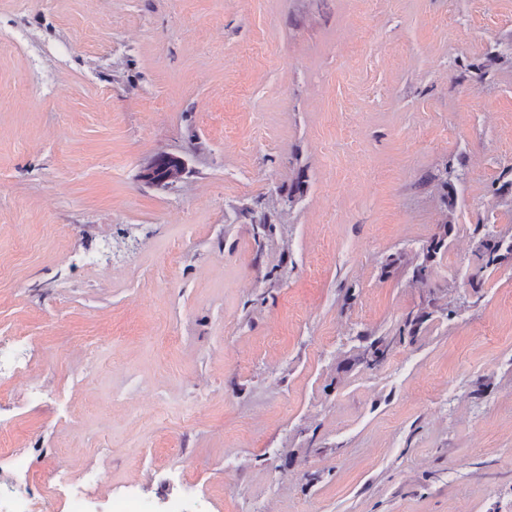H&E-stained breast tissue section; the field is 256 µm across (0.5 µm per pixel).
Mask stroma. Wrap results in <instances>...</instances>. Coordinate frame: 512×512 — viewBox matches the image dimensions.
Masks as SVG:
<instances>
[{
	"label": "stroma",
	"mask_w": 512,
	"mask_h": 512,
	"mask_svg": "<svg viewBox=\"0 0 512 512\" xmlns=\"http://www.w3.org/2000/svg\"><path fill=\"white\" fill-rule=\"evenodd\" d=\"M511 42L512 0H0V481L512 512V259L473 234L512 233ZM185 170L182 156L161 151L140 168L138 180L148 187L167 191L177 187ZM440 229V233L434 235V237L431 238L430 241H428V243L423 247V261L413 266L411 272L413 282L422 283L425 279L429 278L428 263L436 258V256L441 252L444 253L448 250L447 239L453 229V225L443 224L440 225ZM486 224H478L474 227V234L484 233L479 237L476 246V257L480 261L478 271L496 266L501 261L512 256V234L494 232L486 229ZM364 339L367 345L355 355L354 361L367 367L373 366L374 362L377 364L384 362L390 353L391 341L387 342L382 337L371 339L370 336H366Z\"/></svg>",
	"instance_id": "1"
}]
</instances>
